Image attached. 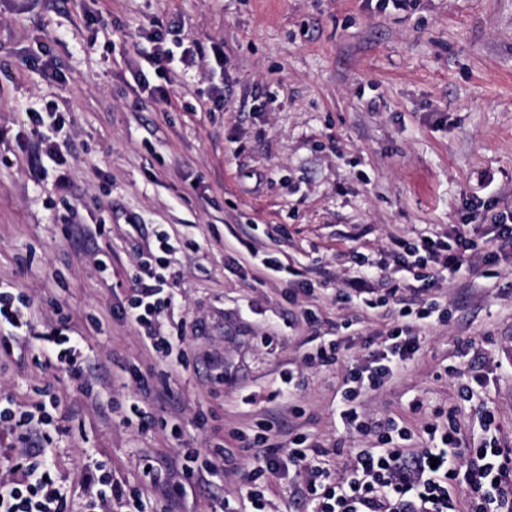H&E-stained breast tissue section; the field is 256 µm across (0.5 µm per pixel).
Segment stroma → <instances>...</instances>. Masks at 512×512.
<instances>
[{
    "mask_svg": "<svg viewBox=\"0 0 512 512\" xmlns=\"http://www.w3.org/2000/svg\"><path fill=\"white\" fill-rule=\"evenodd\" d=\"M158 32L196 61L165 79L147 72L139 50ZM216 46L220 67L207 61ZM50 101L66 118L60 169L41 135L25 154L15 143L21 107ZM510 208L512 0H412L402 10L379 0H0V280H19L40 306L38 331L57 327L59 306L77 324L100 320L89 356L110 370L114 406L128 408L145 383H170L180 397L179 432L141 431L92 408L83 391L98 384L95 370L78 380L41 362L0 367L2 393L60 396L64 420L41 447L75 512H87L94 462L134 484L140 455L206 450L218 436L215 494L238 503L253 460L231 433L260 420L284 423L283 443L291 428L311 434L341 467L337 449L369 444L336 415L341 376L389 325L335 300L353 250L375 255L391 238L441 236ZM69 223L106 231L81 242ZM161 229L182 245L168 257L179 307L160 329L184 328L190 355L168 380L138 327L114 313ZM267 256L289 259L320 289L290 298ZM497 268L494 285L438 290L448 320L365 404L367 419L418 431L435 409L457 406L468 445L484 408L512 448V258ZM304 306L318 325L302 319ZM319 336L346 345L333 367L303 361ZM464 339L476 358L458 357ZM133 364L143 381L128 375ZM490 366L486 388L460 400L466 372ZM289 370L304 382L292 403L278 394Z\"/></svg>",
    "mask_w": 512,
    "mask_h": 512,
    "instance_id": "35a3bbf8",
    "label": "stroma"
}]
</instances>
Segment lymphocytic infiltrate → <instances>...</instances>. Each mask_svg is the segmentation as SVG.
I'll return each instance as SVG.
<instances>
[{
  "label": "lymphocytic infiltrate",
  "mask_w": 512,
  "mask_h": 512,
  "mask_svg": "<svg viewBox=\"0 0 512 512\" xmlns=\"http://www.w3.org/2000/svg\"><path fill=\"white\" fill-rule=\"evenodd\" d=\"M394 253L399 271L417 281V288L404 290L394 285L380 287L387 277V266L376 263L360 251L353 254V271L347 287L337 289L338 301H360L366 309L391 317L392 325L379 348L369 351L363 363L350 368L342 377L338 416L345 428L375 433L373 448H355L343 472H335L319 457V444L305 434L294 435L287 447L273 442L272 423L258 424L254 435L238 432L237 440L246 443L255 460L256 482L247 487L251 512H264L272 490L269 476L289 465L308 471L309 478L297 490L299 502L310 512H512V450L497 443L477 448L462 447L456 436L457 423H432L422 433L401 425L396 419L370 425L362 412L365 398L378 393L405 372L420 349V337L433 322L445 321L447 308L435 295L440 284L436 271L456 278L470 266L478 253L474 232L456 224L443 237L416 241L396 239ZM165 275L155 284L134 283V294L122 307V319L142 327L175 306L174 296L164 294ZM38 308L24 289H0V327L9 326L0 336V353L25 363L28 337L34 328ZM51 346L48 363L79 378L88 362L85 337L70 336L55 330L44 337ZM59 401L50 391H40L27 404L14 395L0 394V423L9 426L25 452L0 479V512H68V498L61 480L47 460L30 454L34 435L52 424ZM223 447H214L210 457L200 450L186 448L181 460L161 463L158 457L141 456L138 468L151 476L157 498L146 496L140 488L112 481L104 463H96L90 481L100 508L112 499L124 501L126 512H159L156 500L175 501L186 484L205 482L220 473L217 457ZM466 485L469 497L459 503L455 491Z\"/></svg>",
  "instance_id": "f902f5d3"
}]
</instances>
